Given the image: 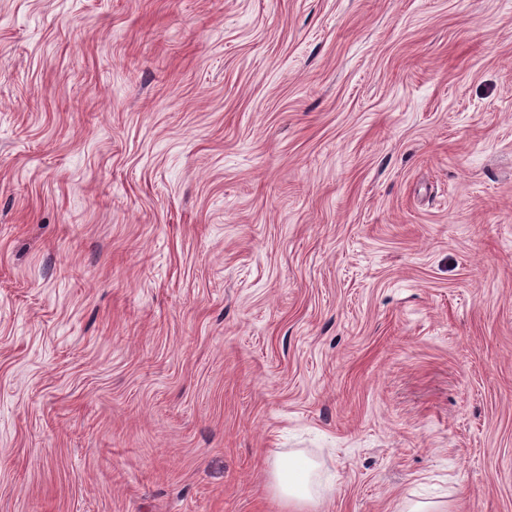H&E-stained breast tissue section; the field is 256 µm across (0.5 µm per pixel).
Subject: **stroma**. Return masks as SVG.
<instances>
[{"instance_id":"1","label":"stroma","mask_w":512,"mask_h":512,"mask_svg":"<svg viewBox=\"0 0 512 512\" xmlns=\"http://www.w3.org/2000/svg\"><path fill=\"white\" fill-rule=\"evenodd\" d=\"M512 512V0H0V512ZM271 475L274 491L290 512H301L320 497V483L312 480L309 463L300 457L276 460Z\"/></svg>"}]
</instances>
